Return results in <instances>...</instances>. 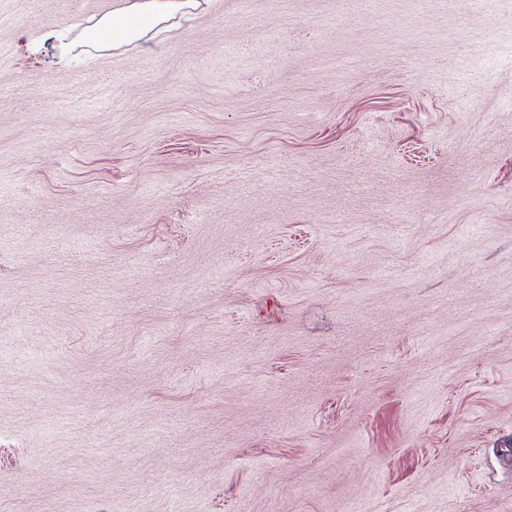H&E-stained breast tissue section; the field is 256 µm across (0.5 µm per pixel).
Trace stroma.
I'll list each match as a JSON object with an SVG mask.
<instances>
[{
	"mask_svg": "<svg viewBox=\"0 0 512 512\" xmlns=\"http://www.w3.org/2000/svg\"><path fill=\"white\" fill-rule=\"evenodd\" d=\"M119 4L0 0V512H512V0ZM193 0H135L102 17L81 45L95 50L118 49L168 30L167 23L196 7Z\"/></svg>",
	"mask_w": 512,
	"mask_h": 512,
	"instance_id": "stroma-1",
	"label": "stroma"
}]
</instances>
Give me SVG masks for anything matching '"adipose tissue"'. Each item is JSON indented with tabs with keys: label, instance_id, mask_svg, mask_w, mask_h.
<instances>
[{
	"label": "adipose tissue",
	"instance_id": "adipose-tissue-1",
	"mask_svg": "<svg viewBox=\"0 0 512 512\" xmlns=\"http://www.w3.org/2000/svg\"><path fill=\"white\" fill-rule=\"evenodd\" d=\"M194 0H129L125 7L102 17L82 39L84 46L117 49L168 29L170 20L194 8Z\"/></svg>",
	"mask_w": 512,
	"mask_h": 512
}]
</instances>
